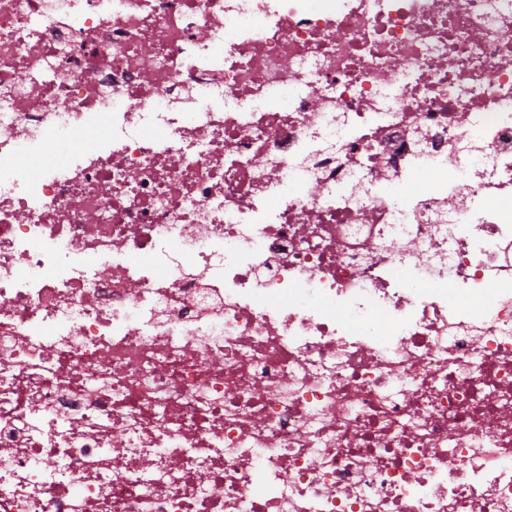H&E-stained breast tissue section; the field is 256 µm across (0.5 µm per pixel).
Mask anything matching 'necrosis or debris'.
Returning a JSON list of instances; mask_svg holds the SVG:
<instances>
[{
	"label": "necrosis or debris",
	"mask_w": 512,
	"mask_h": 512,
	"mask_svg": "<svg viewBox=\"0 0 512 512\" xmlns=\"http://www.w3.org/2000/svg\"><path fill=\"white\" fill-rule=\"evenodd\" d=\"M0 512H512V0H0Z\"/></svg>",
	"instance_id": "1"
}]
</instances>
